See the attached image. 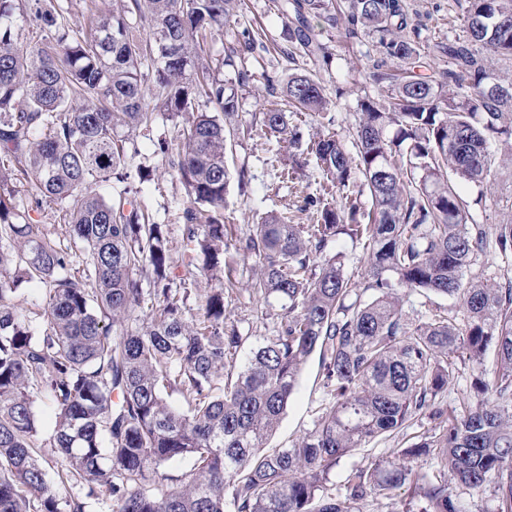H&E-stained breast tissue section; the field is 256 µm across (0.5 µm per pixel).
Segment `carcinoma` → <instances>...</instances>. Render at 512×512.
Wrapping results in <instances>:
<instances>
[{
	"mask_svg": "<svg viewBox=\"0 0 512 512\" xmlns=\"http://www.w3.org/2000/svg\"><path fill=\"white\" fill-rule=\"evenodd\" d=\"M27 2L0 0V512H92L99 487L112 512H361L405 486L409 512H469L450 480L492 486L487 512H512V279H464L489 248L512 261V213L479 224L460 191L488 182L498 142L512 140V76L495 67L512 60V0H465L462 33L432 44L407 0H283V54L309 62L281 88L289 106L318 121L347 94L326 93L332 52L314 19L372 42L367 80L386 95L358 89L357 159L334 135L306 142L329 182L305 199L316 223L267 216L239 246L254 259L248 290L279 306L275 336L240 362L247 337L224 323L235 282L202 295L197 277L224 270V153L239 135L237 97L218 76L231 58L213 63L205 45L243 0H130L92 17L88 33L70 26L65 0H34L46 28L29 52L11 22ZM155 112L175 121L154 147L174 159L187 196L177 283L165 225L141 201L147 174L116 198L97 191L128 180L129 145ZM256 119L300 143L282 110ZM18 176L37 204L58 207L73 246L20 221ZM342 233L367 243L360 280L343 253H324ZM30 282L42 286L38 330L20 303ZM399 286L453 297L459 312L412 320ZM316 351L329 406L294 443L264 452ZM457 359L478 369L459 411L439 403ZM174 393L186 408L171 405ZM41 396L54 406L45 440ZM415 419L431 432L348 469L344 493L328 492L342 458ZM45 447L60 459L52 481L37 456ZM434 451L450 477L414 465ZM175 458L192 467L156 480ZM77 486L84 493H60Z\"/></svg>",
	"mask_w": 512,
	"mask_h": 512,
	"instance_id": "1",
	"label": "carcinoma"
}]
</instances>
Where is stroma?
Masks as SVG:
<instances>
[{
    "label": "stroma",
    "mask_w": 512,
    "mask_h": 512,
    "mask_svg": "<svg viewBox=\"0 0 512 512\" xmlns=\"http://www.w3.org/2000/svg\"><path fill=\"white\" fill-rule=\"evenodd\" d=\"M422 35L429 41H440L460 33L462 9L457 0H409ZM246 6L233 26L224 32L207 37V48L212 57H225L238 50L237 38L242 29L253 28L262 34V47L247 54V67L252 74L249 86H240L237 69L225 66L222 76L226 90L235 92L238 112L242 121H250L253 114L276 107L287 109L288 103L280 93L266 85L267 77L284 83L295 66L281 52L285 47L284 19L278 5L280 0H245ZM320 39L334 53L332 67L324 76L326 91L335 94L337 87H352L362 80L372 61L368 56L372 46L368 42L346 39L342 30L323 27ZM332 124H317L306 113L291 114L292 124L297 125L303 137L323 132L332 133L352 143L358 120L355 96H348L333 114ZM172 122L156 119L151 126L137 132L134 144L139 153L133 166L149 170L151 179L143 185V201L154 223L166 225L168 247L172 256H179L182 244V211L186 205L185 191L175 171L153 152L152 141L162 134H172ZM226 165L230 176L224 192V222L227 235L232 240L246 238L253 224L267 212L288 216L291 223L310 224L314 218L304 211L303 198L319 189L323 175L315 164L304 169L302 183L291 184L283 171L291 163L292 148L277 141L265 128L254 127L250 136L238 138L226 147ZM248 176L250 184H242L241 176ZM462 192L471 203L470 211L484 224L501 222L507 204H512V164L498 166L485 190L469 185ZM224 315L227 323L235 325L251 341L269 339L274 334L275 310L260 297L237 290L224 298ZM329 398L322 388V369L318 358H311L301 375L299 385L275 434L267 442L268 448H282L302 436L313 425ZM428 423L415 424L407 431L391 437L375 439L337 464L332 476L333 486H340L342 477L352 466L369 464L381 455L403 447L407 438L425 433Z\"/></svg>",
    "instance_id": "35a3bbf8"
}]
</instances>
